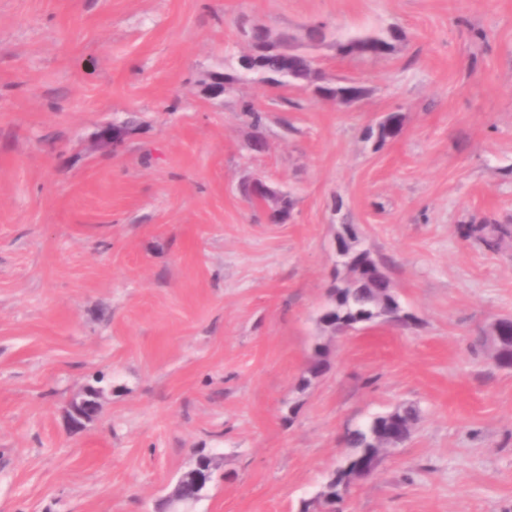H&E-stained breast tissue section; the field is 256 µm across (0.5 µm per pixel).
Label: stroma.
<instances>
[{
  "label": "stroma",
  "instance_id": "1",
  "mask_svg": "<svg viewBox=\"0 0 512 512\" xmlns=\"http://www.w3.org/2000/svg\"><path fill=\"white\" fill-rule=\"evenodd\" d=\"M316 21L305 52L359 101L203 95L242 25ZM389 30L384 59L335 47ZM255 176L290 192L286 223L241 196ZM486 216L512 224V0H0V512H155L202 450L188 512H301L347 430L407 404L410 439L340 512H512V368L485 337L512 317V242L458 232ZM346 222L410 325L321 332ZM101 389L92 385L84 388L82 395L72 399L65 411L66 418L73 428H82L95 420L100 411Z\"/></svg>",
  "mask_w": 512,
  "mask_h": 512
}]
</instances>
